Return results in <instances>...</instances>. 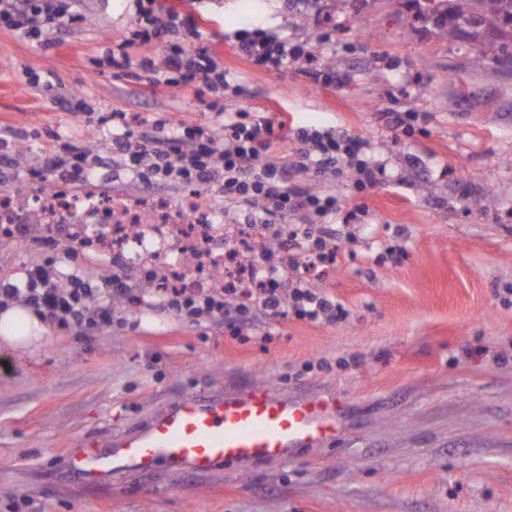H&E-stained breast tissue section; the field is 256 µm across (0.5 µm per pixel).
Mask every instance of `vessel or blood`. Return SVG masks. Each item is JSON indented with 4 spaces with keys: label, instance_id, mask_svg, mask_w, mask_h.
<instances>
[{
    "label": "vessel or blood",
    "instance_id": "obj_1",
    "mask_svg": "<svg viewBox=\"0 0 512 512\" xmlns=\"http://www.w3.org/2000/svg\"><path fill=\"white\" fill-rule=\"evenodd\" d=\"M342 430L332 400L292 398L265 386L232 394L189 393L136 431L83 442L81 452L67 455L64 464L92 484L120 470L143 472L162 463L203 473L229 461H286Z\"/></svg>",
    "mask_w": 512,
    "mask_h": 512
}]
</instances>
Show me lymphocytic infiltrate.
Returning a JSON list of instances; mask_svg holds the SVG:
<instances>
[{"label": "lymphocytic infiltrate", "instance_id": "1", "mask_svg": "<svg viewBox=\"0 0 512 512\" xmlns=\"http://www.w3.org/2000/svg\"><path fill=\"white\" fill-rule=\"evenodd\" d=\"M136 38L121 42L111 57L113 69L138 62L149 78L162 79L178 88L229 89L223 64L204 52L183 44L184 32L199 33L201 21L165 0H136ZM68 0H0V25L47 43L56 22L69 12ZM165 41L162 60L142 54V47ZM236 50L249 62L270 70L287 69L289 61L307 58L304 44L287 45L260 31L239 34ZM217 122L167 128L144 120L118 123L112 129V158L127 167L139 184L157 188L169 183L194 181L224 198V221L236 223L238 211H246L254 224L255 238L278 239L276 218L304 212L312 225L301 242L264 250L260 258L265 281L256 291L255 303L268 314L291 308L296 316L312 322H329L343 313L341 304L312 288L296 287L283 295L281 276L288 265L300 262L332 263L339 255L336 230L327 217L340 203L330 192L311 193L293 185L301 173L322 176L345 169L354 171L360 188L375 184L381 174L360 157L361 143L345 132L302 129L290 156L272 158L275 144L284 139L288 124L283 116L254 118L251 113L216 105ZM97 149L82 141L62 149L45 151L43 173L90 171L100 164ZM69 272L51 265L26 272L23 284L0 283V305L21 301L42 317L60 324L110 322L112 311L100 306L106 295L124 299L129 294L125 273L113 272L102 286H93L88 272L92 260L70 252ZM163 308L176 309L192 320L223 317L235 326L244 309L232 286L204 294L184 290L162 293Z\"/></svg>", "mask_w": 512, "mask_h": 512}]
</instances>
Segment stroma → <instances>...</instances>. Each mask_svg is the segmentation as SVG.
<instances>
[{"label": "stroma", "mask_w": 512, "mask_h": 512, "mask_svg": "<svg viewBox=\"0 0 512 512\" xmlns=\"http://www.w3.org/2000/svg\"><path fill=\"white\" fill-rule=\"evenodd\" d=\"M306 13L285 0H183L206 19L185 43L237 79L230 109L280 113L293 127L340 129L379 162V182L297 176L335 192L336 264L289 269L328 294L342 319L294 313L194 321L155 304L131 268V300L108 324L50 322L30 351L0 345V512H512V48L441 39L410 0H358ZM48 45L0 27V132L35 161L46 146L104 137L113 113L214 120L212 95L157 81L109 55L134 37L136 0H78ZM295 44L346 74L325 86L305 62L268 70L241 58L242 27ZM495 64L475 68L473 54ZM409 113L407 128L393 113ZM36 236L0 239V278L63 261ZM263 384L335 398L336 442L290 460L166 466L88 484L63 466L86 439L135 431L185 394Z\"/></svg>", "instance_id": "stroma-1"}]
</instances>
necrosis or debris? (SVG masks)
Returning a JSON list of instances; mask_svg holds the SVG:
<instances>
[{
  "label": "necrosis or debris",
  "instance_id": "necrosis-or-debris-1",
  "mask_svg": "<svg viewBox=\"0 0 512 512\" xmlns=\"http://www.w3.org/2000/svg\"><path fill=\"white\" fill-rule=\"evenodd\" d=\"M71 177L28 176L25 189H0V237L19 225H44L51 240L91 241L104 264L164 267L174 288L209 291L224 285L229 253L241 252L250 227L228 224L207 190L189 182L180 199L146 190L135 196L77 194Z\"/></svg>",
  "mask_w": 512,
  "mask_h": 512
}]
</instances>
